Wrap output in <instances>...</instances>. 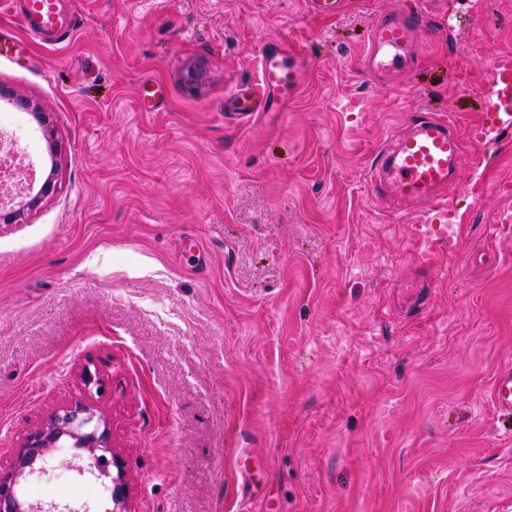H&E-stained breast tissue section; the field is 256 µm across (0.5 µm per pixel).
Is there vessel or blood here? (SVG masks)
<instances>
[{
    "label": "vessel or blood",
    "instance_id": "vessel-or-blood-1",
    "mask_svg": "<svg viewBox=\"0 0 512 512\" xmlns=\"http://www.w3.org/2000/svg\"><path fill=\"white\" fill-rule=\"evenodd\" d=\"M345 4L346 0H306L308 11L325 19L338 16ZM423 16V11L407 10L380 18L368 34L367 70L379 74L408 68L422 43ZM18 19L32 40L51 44L63 41L75 25L60 0H23ZM305 73L299 53L286 39L269 38L258 58L257 82L236 88L224 110L243 120L278 111L298 92ZM485 106L499 123L512 124L511 54L495 63ZM468 163L454 122L438 114L419 115L379 151L371 182L377 196L390 199L399 209L429 213L435 223L444 224L448 187L456 169ZM490 398L500 417L512 418V365L497 371Z\"/></svg>",
    "mask_w": 512,
    "mask_h": 512
}]
</instances>
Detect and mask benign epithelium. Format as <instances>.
<instances>
[{"mask_svg":"<svg viewBox=\"0 0 512 512\" xmlns=\"http://www.w3.org/2000/svg\"><path fill=\"white\" fill-rule=\"evenodd\" d=\"M52 189V181L47 179L37 190L27 187L26 193L16 202L0 199V223L19 222ZM64 437L73 441V447L84 449L95 458L111 457L112 465L117 470L112 478L113 512H129L128 484L121 460L112 450L110 423L93 404L82 400L53 410L40 426L26 436L10 466L5 470L0 468V512H57L53 506L46 508L38 503L20 501L13 486L19 474L35 462L45 460Z\"/></svg>","mask_w":512,"mask_h":512,"instance_id":"1","label":"benign epithelium"}]
</instances>
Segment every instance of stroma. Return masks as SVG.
Returning <instances> with one entry per match:
<instances>
[{
    "instance_id": "35a3bbf8",
    "label": "stroma",
    "mask_w": 512,
    "mask_h": 512,
    "mask_svg": "<svg viewBox=\"0 0 512 512\" xmlns=\"http://www.w3.org/2000/svg\"><path fill=\"white\" fill-rule=\"evenodd\" d=\"M77 30L34 45L0 0V133L54 190L0 223V467L83 372L131 512H512V421L490 399L512 364V130L477 143L489 75L512 54V0H438L414 71L377 81L374 22L415 0H72ZM307 65L283 112L238 123L264 40ZM151 79L166 97L142 109ZM24 97L47 115L38 124ZM427 107L466 149L454 239L422 311L401 309L420 215L373 199L391 134ZM115 469L63 447L17 480L24 502L112 512ZM346 0H307V10L315 16L332 19L344 9Z\"/></svg>"
}]
</instances>
